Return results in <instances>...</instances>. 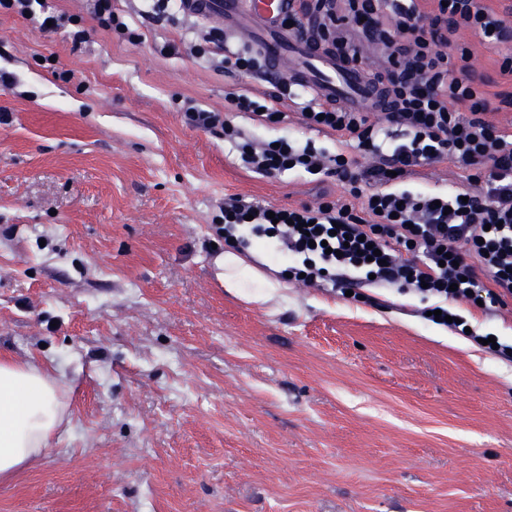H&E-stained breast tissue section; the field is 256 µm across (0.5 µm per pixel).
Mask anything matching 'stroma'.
I'll list each match as a JSON object with an SVG mask.
<instances>
[{
  "instance_id": "1",
  "label": "stroma",
  "mask_w": 512,
  "mask_h": 512,
  "mask_svg": "<svg viewBox=\"0 0 512 512\" xmlns=\"http://www.w3.org/2000/svg\"><path fill=\"white\" fill-rule=\"evenodd\" d=\"M47 3L95 34L76 50L0 14L15 80L0 88V352L49 364L70 416L0 484V512H512V362L425 320L412 293L225 291V195L345 193L249 172L184 121L191 99L252 129L227 96L268 83L190 56L192 17L112 0L133 46L89 0ZM166 41L178 53H157ZM93 11L100 28L112 32L131 45L141 43L143 35L137 28L131 27L124 15L114 10L112 0H94Z\"/></svg>"
}]
</instances>
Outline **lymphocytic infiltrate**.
I'll use <instances>...</instances> for the list:
<instances>
[{
    "mask_svg": "<svg viewBox=\"0 0 512 512\" xmlns=\"http://www.w3.org/2000/svg\"><path fill=\"white\" fill-rule=\"evenodd\" d=\"M0 0V11L67 30L73 47L90 37L80 17L37 5ZM288 32L330 46L344 62L363 65L367 46L384 45L383 65L369 69L383 86L388 108L363 112L328 104L297 82L267 74L264 54L251 46L229 49L228 35L209 29L192 54L219 61L228 73L268 79L270 92L232 93L228 101L258 126L285 123L280 104L293 103L306 127L335 136L329 151L283 135L260 137L221 113L184 107L187 125L221 129L240 163L265 178L287 172L336 176L347 195L335 201L272 207L225 196L217 238L238 249L273 245L287 259L292 280L357 290L364 285L412 291L454 315V303L496 314L512 301V125L497 121V78L512 80V6L490 0H296ZM478 39L495 75L476 68L460 34ZM369 157L360 165L359 156ZM447 164L465 180L438 195L407 187L419 169ZM380 260H373V252ZM449 263H442V255Z\"/></svg>",
    "mask_w": 512,
    "mask_h": 512,
    "instance_id": "f902f5d3",
    "label": "lymphocytic infiltrate"
}]
</instances>
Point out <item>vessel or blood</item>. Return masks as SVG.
<instances>
[{
  "label": "vessel or blood",
  "mask_w": 512,
  "mask_h": 512,
  "mask_svg": "<svg viewBox=\"0 0 512 512\" xmlns=\"http://www.w3.org/2000/svg\"><path fill=\"white\" fill-rule=\"evenodd\" d=\"M292 8L293 0H185L183 4L186 14L213 21L251 19L252 42L264 53L270 70L288 71L324 101L381 111L377 84L364 71L288 36L281 20Z\"/></svg>",
  "instance_id": "vessel-or-blood-1"
}]
</instances>
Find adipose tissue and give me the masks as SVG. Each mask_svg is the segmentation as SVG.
<instances>
[{
  "label": "adipose tissue",
  "instance_id": "adipose-tissue-1",
  "mask_svg": "<svg viewBox=\"0 0 512 512\" xmlns=\"http://www.w3.org/2000/svg\"><path fill=\"white\" fill-rule=\"evenodd\" d=\"M216 265L225 289L249 302H268L285 287L261 275L235 250L224 251ZM67 415L62 386L48 365L0 354V482L41 457Z\"/></svg>",
  "mask_w": 512,
  "mask_h": 512
}]
</instances>
